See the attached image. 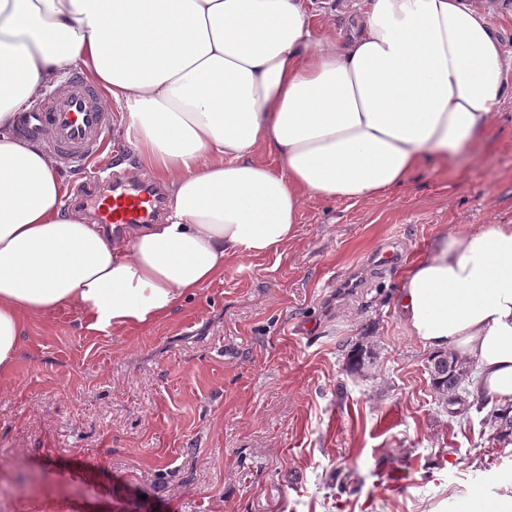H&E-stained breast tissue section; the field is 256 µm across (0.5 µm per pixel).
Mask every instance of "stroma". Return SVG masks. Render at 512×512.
<instances>
[{"mask_svg":"<svg viewBox=\"0 0 512 512\" xmlns=\"http://www.w3.org/2000/svg\"><path fill=\"white\" fill-rule=\"evenodd\" d=\"M100 159L146 171L117 116ZM298 224L150 327L27 319L0 376V512H471L512 479V442L450 416L396 311L440 234L512 224V96L439 172L305 197Z\"/></svg>","mask_w":512,"mask_h":512,"instance_id":"obj_1","label":"stroma"}]
</instances>
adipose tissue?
Instances as JSON below:
<instances>
[{
    "label": "adipose tissue",
    "mask_w": 512,
    "mask_h": 512,
    "mask_svg": "<svg viewBox=\"0 0 512 512\" xmlns=\"http://www.w3.org/2000/svg\"><path fill=\"white\" fill-rule=\"evenodd\" d=\"M312 0H0V375L28 316L147 327L296 238L305 196L371 201L490 129L512 58L476 0H361L324 31ZM78 69L167 188L159 224H94L20 113ZM398 314L475 361L512 408V224L450 231L405 268Z\"/></svg>",
    "instance_id": "ef3b65f1"
}]
</instances>
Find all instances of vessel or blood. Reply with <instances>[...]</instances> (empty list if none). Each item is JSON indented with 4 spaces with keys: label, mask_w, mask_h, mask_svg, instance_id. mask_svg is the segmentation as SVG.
<instances>
[{
    "label": "vessel or blood",
    "mask_w": 512,
    "mask_h": 512,
    "mask_svg": "<svg viewBox=\"0 0 512 512\" xmlns=\"http://www.w3.org/2000/svg\"><path fill=\"white\" fill-rule=\"evenodd\" d=\"M110 128V115L97 90L74 78L66 95L51 98L20 126L26 136L49 134L50 146L67 165L79 166L96 154ZM106 196L96 198L95 215L101 224H149L157 214V200L146 180L129 183L104 177Z\"/></svg>",
    "instance_id": "b4317fda"
}]
</instances>
